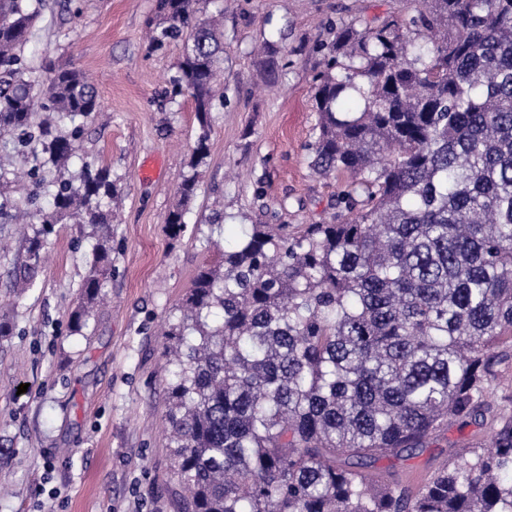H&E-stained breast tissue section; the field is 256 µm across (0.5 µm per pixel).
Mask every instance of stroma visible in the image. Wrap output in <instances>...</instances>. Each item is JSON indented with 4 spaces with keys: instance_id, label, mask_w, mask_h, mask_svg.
I'll return each mask as SVG.
<instances>
[{
    "instance_id": "1",
    "label": "stroma",
    "mask_w": 512,
    "mask_h": 512,
    "mask_svg": "<svg viewBox=\"0 0 512 512\" xmlns=\"http://www.w3.org/2000/svg\"><path fill=\"white\" fill-rule=\"evenodd\" d=\"M155 0H42L22 49L26 74L43 88L48 62L96 85L99 107L77 154L107 166L121 195L112 222L107 300L86 327L70 314L92 252L87 227L63 220L49 237L43 271L20 300L0 289L11 336L0 340V512H175L182 489L163 417V332L201 267H218L248 224H323L339 183L313 177L305 145L317 115L314 77L338 24L397 18L402 0H211L224 12V78L215 88L208 155L186 227L172 237L165 218L190 171L199 124L189 94L170 79L180 44L154 52L145 23ZM278 45L268 72L257 47ZM36 154L0 173V196L25 204L38 193L54 209L58 169L43 188L19 181ZM27 392H20V385ZM488 429L449 422L428 448L369 468L376 481L428 478L460 459Z\"/></svg>"
}]
</instances>
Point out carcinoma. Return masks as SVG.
<instances>
[{
  "label": "carcinoma",
  "mask_w": 512,
  "mask_h": 512,
  "mask_svg": "<svg viewBox=\"0 0 512 512\" xmlns=\"http://www.w3.org/2000/svg\"><path fill=\"white\" fill-rule=\"evenodd\" d=\"M406 18L336 31L316 78L309 167L342 189L326 224H251L224 270L199 271L165 331L168 447L188 490L177 512H512V395L493 399L512 353V0H404ZM209 0H155L149 49L183 44L175 91L199 134L165 224L177 237L207 156L222 21ZM39 17L0 0V131L12 151L76 157L98 92L53 70L40 94L21 48ZM48 111L35 122L37 109ZM109 169L82 163L60 181L55 213L23 243L8 291L38 275L58 218L99 228L108 261ZM35 220L37 195L18 214ZM106 268L80 285V330L105 294ZM487 425L493 446L423 485L381 484L364 469L428 447L448 420Z\"/></svg>",
  "instance_id": "obj_1"
}]
</instances>
